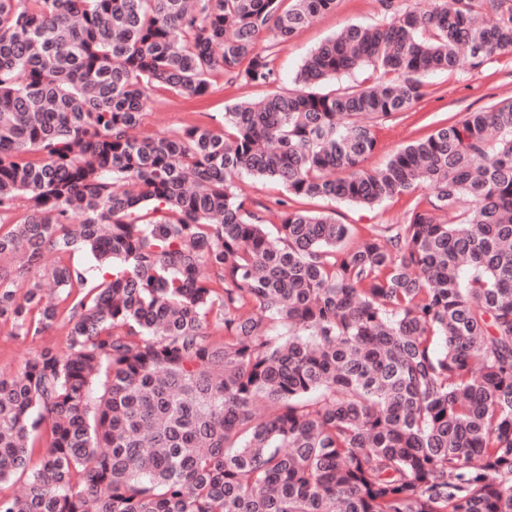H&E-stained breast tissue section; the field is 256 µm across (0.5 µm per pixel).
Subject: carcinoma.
<instances>
[{
    "instance_id": "cac0c4a2",
    "label": "carcinoma",
    "mask_w": 512,
    "mask_h": 512,
    "mask_svg": "<svg viewBox=\"0 0 512 512\" xmlns=\"http://www.w3.org/2000/svg\"><path fill=\"white\" fill-rule=\"evenodd\" d=\"M284 2L0 0V218L25 201L0 224V325H69L0 377V486L24 484L0 512H512V101L364 168L368 120L424 76L512 55V0L349 25L220 128L132 135L157 87L273 83L262 38L337 0ZM361 67L379 76L321 91ZM243 173L283 187L276 234ZM422 184L355 246L292 207Z\"/></svg>"
}]
</instances>
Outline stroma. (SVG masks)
Returning a JSON list of instances; mask_svg holds the SVG:
<instances>
[{
  "label": "stroma",
  "mask_w": 512,
  "mask_h": 512,
  "mask_svg": "<svg viewBox=\"0 0 512 512\" xmlns=\"http://www.w3.org/2000/svg\"><path fill=\"white\" fill-rule=\"evenodd\" d=\"M389 16L382 0H338L333 12L305 27L290 43L275 48L276 80L254 86L227 75L215 76L208 95L188 99L166 89H155L141 126L145 135L176 133L189 125L218 126L227 105L264 97L293 86L295 75L308 54L348 25H372ZM425 97L408 111L377 122L379 148L365 162L366 168L382 167L403 144L427 137L441 120L457 121L469 112H479L512 100V56H496L478 70L461 68L437 72L424 79ZM427 185L413 193L394 196L378 207L360 208L327 200H301V209L330 213L339 223L353 225L357 236H366L378 224L403 223L416 201L429 195ZM67 328L57 323L39 336H11L0 329V373L20 370L25 361L43 348L65 349Z\"/></svg>",
  "instance_id": "1"
}]
</instances>
